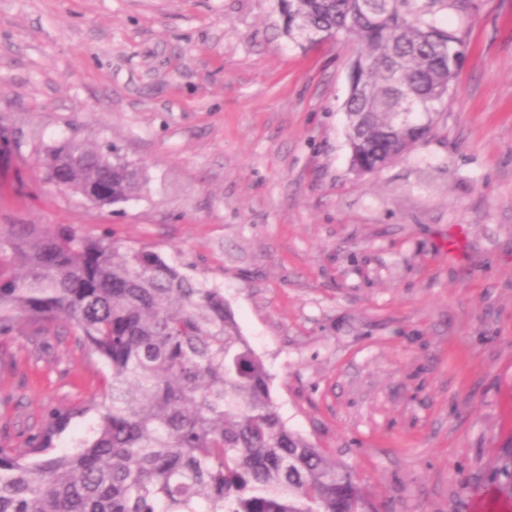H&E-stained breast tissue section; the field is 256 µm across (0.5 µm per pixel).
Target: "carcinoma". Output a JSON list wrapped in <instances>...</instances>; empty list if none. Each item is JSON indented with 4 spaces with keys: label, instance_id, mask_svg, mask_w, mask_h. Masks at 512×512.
I'll list each match as a JSON object with an SVG mask.
<instances>
[{
    "label": "carcinoma",
    "instance_id": "carcinoma-1",
    "mask_svg": "<svg viewBox=\"0 0 512 512\" xmlns=\"http://www.w3.org/2000/svg\"><path fill=\"white\" fill-rule=\"evenodd\" d=\"M278 0L283 33L359 46L344 103L351 170L385 168L429 137L462 67L476 0ZM441 6L458 18L444 26ZM46 179L94 204L125 202L139 169L113 145L69 138ZM24 321L75 328L109 368L77 414L95 425L68 452L57 414L25 448L0 447V512H375L344 465L287 426L271 375L221 288L145 247L71 228L0 225V337Z\"/></svg>",
    "mask_w": 512,
    "mask_h": 512
}]
</instances>
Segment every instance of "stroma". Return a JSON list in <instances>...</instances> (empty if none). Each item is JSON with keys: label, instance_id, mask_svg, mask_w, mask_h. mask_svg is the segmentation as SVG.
Masks as SVG:
<instances>
[{"label": "stroma", "instance_id": "obj_1", "mask_svg": "<svg viewBox=\"0 0 512 512\" xmlns=\"http://www.w3.org/2000/svg\"><path fill=\"white\" fill-rule=\"evenodd\" d=\"M276 0H0V224L145 247L223 289L288 426L379 512H507L512 467V0H478L433 134L349 169L344 36ZM109 141L144 181L100 207L45 149ZM108 375L76 329L0 338V446Z\"/></svg>", "mask_w": 512, "mask_h": 512}]
</instances>
